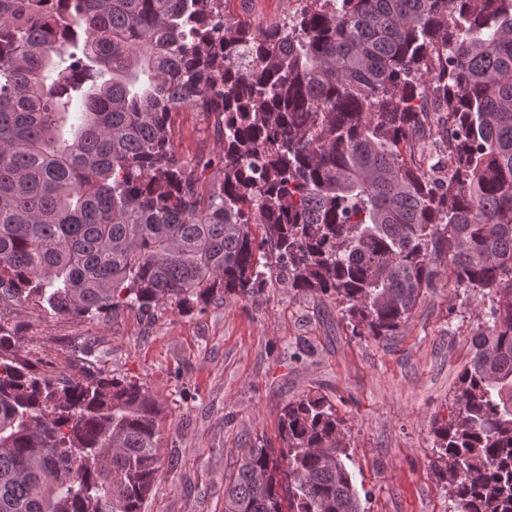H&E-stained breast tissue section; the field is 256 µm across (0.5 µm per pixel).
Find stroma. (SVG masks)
Segmentation results:
<instances>
[{
  "label": "stroma",
  "mask_w": 512,
  "mask_h": 512,
  "mask_svg": "<svg viewBox=\"0 0 512 512\" xmlns=\"http://www.w3.org/2000/svg\"><path fill=\"white\" fill-rule=\"evenodd\" d=\"M299 0H227L224 20L254 31L283 24ZM177 155L204 186L201 145L217 152L215 118H174ZM488 301L440 277L391 336L354 335L335 301L269 281L258 301L229 297L190 310L167 303L146 318L127 308L97 320L0 306L21 355L44 371L96 370L143 384L163 404L162 475L142 512H224V486L242 447L280 448L289 400L324 396L345 421L350 469L365 512H449L448 489L430 468L434 420L484 329Z\"/></svg>",
  "instance_id": "1"
}]
</instances>
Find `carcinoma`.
Returning <instances> with one entry per match:
<instances>
[{
    "label": "carcinoma",
    "instance_id": "1",
    "mask_svg": "<svg viewBox=\"0 0 512 512\" xmlns=\"http://www.w3.org/2000/svg\"><path fill=\"white\" fill-rule=\"evenodd\" d=\"M301 4L254 32L216 0H0V305L150 317L256 300L276 269L379 338L446 269L490 305L431 467L451 512H512V0ZM186 108L218 116L207 192L175 150ZM163 412L0 327V512H141ZM342 427L288 402L224 512H363Z\"/></svg>",
    "mask_w": 512,
    "mask_h": 512
}]
</instances>
